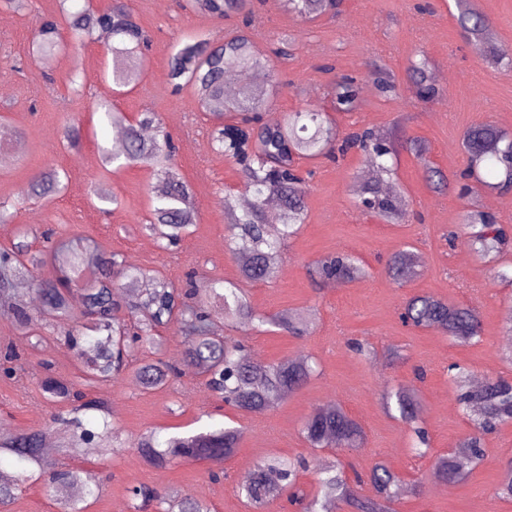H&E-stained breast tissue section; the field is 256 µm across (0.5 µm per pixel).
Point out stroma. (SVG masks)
<instances>
[{
    "label": "stroma",
    "mask_w": 512,
    "mask_h": 512,
    "mask_svg": "<svg viewBox=\"0 0 512 512\" xmlns=\"http://www.w3.org/2000/svg\"><path fill=\"white\" fill-rule=\"evenodd\" d=\"M127 3L151 45L142 56L140 81L118 94L105 75L112 65L110 41L96 38L78 54L37 61L30 49L35 23L57 14L59 0H22L18 9L0 0V114L8 132L0 147L12 155L10 163L0 165V199L16 205L12 222L0 223V248L11 246L17 225L27 224L94 238L129 264L159 271L178 284L192 270L213 279H238L240 262L224 246L229 219L218 201L226 189H241V176L212 149L208 116L190 105L188 92L173 93L168 62L177 38L220 41L241 19L204 18L181 9L178 0ZM249 15L254 49L274 62L262 80L274 92L271 112L330 111L329 83L351 75L359 80L361 107L337 116L340 132L395 127L399 141L412 139L426 149L421 160L402 146L394 159L393 185L410 203L408 215L397 223L358 207L357 195L366 184L360 154L299 164L309 186L306 222L288 240L278 278L247 285L246 291L255 311H298L307 328L294 336L237 327L232 335L244 339L247 351L264 363L309 356L315 376L255 415L225 406L193 370L151 392L132 385V372H124L120 383L88 389L104 402L119 431L116 448L105 457L83 452L67 459L61 447L68 432L53 421L61 406L45 398L41 381L50 372L68 383L81 382L83 365L66 344L58 318L42 316L30 330L12 315L0 317V347H16L23 371L15 379L0 377V425L11 434L45 431L57 445L51 462L66 461L94 474L101 489L89 499L88 512H134L129 489L136 483L181 490L206 500L212 512H301L283 497L257 508L248 504L239 492L240 466L267 457L303 456L314 462L331 455L350 472H367L379 461L396 471L402 478L397 512H512V499L496 492L502 467L512 458V421L485 435V457L464 482L447 486L432 470L433 457L472 430L456 404L449 364L467 367L475 379L512 380V281L496 276L500 266L512 263V242L504 253L479 258L462 224L470 201L459 195V175L467 165L464 132L491 123L512 135V64L494 67L475 54L458 24L457 0H341L335 13L309 21L283 11L278 0H251ZM423 58L431 70L445 74L433 99L420 101L403 90L386 93L376 84L374 74L382 70L403 87L411 63ZM105 103L132 119L145 110L158 113L176 142V163L199 211L197 224L176 247L161 249L142 229L149 217L150 171L129 166L112 173L103 167V150L115 147L103 119ZM75 119L82 142L70 150L64 136ZM427 162L449 178L444 191L427 186ZM55 168L69 177L63 194L48 201L22 200L35 174ZM100 189L117 196L119 207L104 211L95 196ZM405 248L418 254L419 265L415 277L400 285L387 264ZM336 253L358 258L363 275L336 284L312 275L316 261ZM424 293L475 307L480 340L459 344L437 330L403 325V301ZM356 342L364 353L353 350ZM409 384L418 390L429 436L430 455L423 459L412 454L410 433L386 404L388 392ZM329 401L360 423V447L333 454L310 448L302 424ZM221 423L239 427L241 434L234 454L219 464L178 460L158 470L136 449L146 432L186 434Z\"/></svg>",
    "instance_id": "obj_1"
}]
</instances>
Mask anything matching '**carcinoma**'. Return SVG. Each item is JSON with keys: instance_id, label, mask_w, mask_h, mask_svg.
<instances>
[{"instance_id": "1", "label": "carcinoma", "mask_w": 512, "mask_h": 512, "mask_svg": "<svg viewBox=\"0 0 512 512\" xmlns=\"http://www.w3.org/2000/svg\"><path fill=\"white\" fill-rule=\"evenodd\" d=\"M246 0H189L195 13L214 19H226L245 7ZM290 14L313 19L326 13L330 0H280ZM458 22L473 49L487 63L512 62L496 45L489 19L474 8H464ZM106 31L112 35V84L117 88L135 85L140 80V60L149 44V35L123 0H113L107 9L90 4L62 7L57 16L36 22L32 52L50 58L69 47L73 50ZM269 67L265 58L252 50L250 32L238 29L214 46L207 39L176 41L169 58V79L174 92H190L193 103L207 112L212 121V147L240 167L245 191L252 196L249 207L238 205L236 196L224 194L223 206L231 218L227 225L225 248L233 255L246 256L237 281L213 280L207 288L193 283L182 288L153 270L133 266L118 252H108L92 238H65L52 231L41 233L43 250L30 254V227L18 229V242L0 249V300L9 299L24 326L37 322L38 306L48 313L82 327V332L68 333V342L77 350L83 364L84 382L112 384L122 374L129 359L146 346L158 345L160 331L174 328L182 338L185 360L179 365L158 359L145 361L135 369L138 386L147 391L165 386L182 374V368L194 366L205 376L206 386L224 398V403L243 413H262L272 403L302 388L315 369L306 356L285 358L277 363L254 361L245 352L242 341L226 336L215 326L224 318V327L238 325L260 329L269 324L287 332L299 333L306 320L298 313L282 311L274 315L258 314L241 283L273 281L282 260L285 242L295 236L305 223L306 181L297 172L301 159L337 151L343 156L351 150L363 154L374 170V180L364 188L361 203L387 220H398L406 213V203L398 192L384 189L391 175L387 159L396 152V141L372 128L358 129L338 137L328 113L314 109L267 116L269 90L244 85L229 97L225 87L239 72ZM428 61L412 65L408 91L418 98L435 96L428 82ZM333 111L349 115L360 109L356 78L343 76L327 89ZM107 121L121 138L123 148L103 155L104 165L120 169L139 165L153 172L149 187L152 218L145 225L167 250L176 245L196 223L198 213L192 202V189L175 164L172 135L155 112L145 111L130 121L121 112L106 113ZM468 165L464 176L475 185H465L462 196L476 194L481 186L512 187V139L495 125L485 123L469 128L463 137ZM65 188L57 170L35 175L23 194L26 199H41ZM472 249L481 256L498 251L505 241L504 230L494 217L484 211L466 216ZM66 251L64 263L55 264L60 251ZM53 265L54 275L47 280L41 268ZM418 255L409 250L396 253L390 262L392 277L403 282L414 277ZM321 276L336 281H350L364 272L359 260L338 254L320 261ZM27 280L33 285L34 304L20 299L16 285ZM400 318L415 328L438 330L459 343H472L481 337L478 311L469 306L451 305L429 294H414L403 302ZM49 398L67 403L75 414L71 447L79 449L110 438L108 422L88 426L77 413L101 409L95 400L73 385L47 378L41 385ZM395 399L399 419L411 426L421 447L414 455L423 457L428 449L425 431L418 426L422 413L417 390L402 386L389 393ZM457 405L471 422L473 432L458 444L466 453L456 451L437 457L434 476L453 486L463 482L472 468L484 458L483 434L512 420V382L503 377H488L456 398ZM302 434L314 450L356 448L362 439L361 425L339 404L317 406L302 425ZM240 430L235 426L213 425L192 435L160 439L154 432L140 436L137 450L147 463L157 469L177 459L218 461L229 458L238 447ZM42 433L31 431L0 437V458L18 465L8 482L0 483V506L14 500L18 492L33 482L42 483L45 494L54 499L59 512H85L86 499L98 491L82 469L48 464L41 453ZM308 461L297 462L269 458L260 461L242 490L252 504L287 495L304 499L298 487L299 473ZM400 476L387 465L377 462L368 474L354 473L347 482L336 462L319 468V492L306 504L307 512H335L336 502L344 501L354 512H395L393 508ZM82 485L80 498L66 496L74 485ZM369 486L370 494L358 489ZM132 498L148 504L155 502L161 512H211L210 506L189 495L160 492L146 484L130 489Z\"/></svg>"}]
</instances>
